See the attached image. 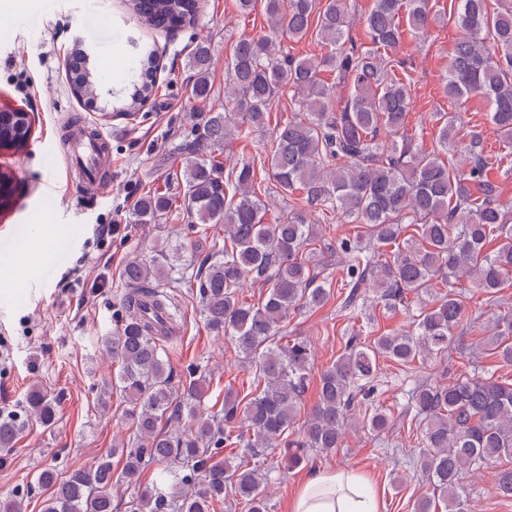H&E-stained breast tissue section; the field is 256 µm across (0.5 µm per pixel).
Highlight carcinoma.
I'll list each match as a JSON object with an SVG mask.
<instances>
[{
  "mask_svg": "<svg viewBox=\"0 0 512 512\" xmlns=\"http://www.w3.org/2000/svg\"><path fill=\"white\" fill-rule=\"evenodd\" d=\"M133 6L138 21L159 32L175 22L191 25L197 14V0H133ZM266 15L268 34L235 42L226 63L224 106L205 114L201 135L190 129L192 139L182 151L188 229L224 225V244L213 245L198 279L200 312L207 328L229 337L252 369L246 401L229 389L221 408L203 410L207 371L197 368L174 380L163 341L176 315L168 289L180 280L182 267L173 259L183 247L157 242L151 258L136 256L125 265L119 325L104 340L118 367L111 388L121 393L133 432L88 466L64 476L42 470L37 484L47 491L44 512H113L112 490L121 484L134 489L129 512H215L228 495L246 512H267L266 449L282 446L284 464L296 468L313 452L341 447L358 398L374 403L367 424L383 434L389 418L375 404L379 358L407 366L448 351L464 312L457 291L462 281L493 295L512 280V211L500 204L483 141L462 133L453 119L443 121L438 145L453 151L458 162L450 169L438 153L413 148L406 135L411 94L407 62L396 58L401 19L412 33L426 31L433 20L429 0H374L364 20L369 47L348 35L349 0H266ZM455 20L463 36L443 92L456 106L483 99L489 122L511 149L512 7L492 12L488 0H458ZM313 29L328 51L308 58L288 54L281 37L299 41ZM189 67L193 98L209 99L212 59L206 43L195 46ZM157 68L154 48L137 46L118 111L141 110L152 96ZM68 71L73 96L94 107L103 76L93 54L73 45ZM327 71L335 82L320 78ZM342 85L345 96L337 92ZM284 96L294 116L275 129L271 176L282 197L303 192L304 210L270 224L255 190L254 164L242 161L226 172L220 156L233 140L263 129ZM31 135L28 113L0 117L1 149L23 152ZM12 181L10 172L0 171V208L10 205ZM175 201L160 191L142 197L134 207L135 223H159ZM317 210L368 229L363 242L336 240V251L346 256L342 307L356 308L371 288L384 306L412 310V322L410 330L366 346L363 330L353 333L346 352L321 374L319 399L294 437L290 428L308 386L311 343L277 338L291 313L318 307L331 293L309 250L321 240L320 225L307 218ZM406 224L418 226L420 238L402 237ZM492 235L500 245L487 252ZM436 279L448 291L432 294ZM246 288L263 289L258 302L240 300ZM428 295L431 301L414 306ZM493 330L498 360L512 364L511 308L498 314ZM408 396L420 432L417 466L429 485L415 512H465L463 476L477 475L493 461L512 462V383L489 372L417 385ZM25 403L43 426H54L55 399L46 390L32 388ZM180 421L184 425L169 428ZM19 433L16 416H0V453L13 450ZM228 448L234 454L226 457ZM118 453L123 467L117 474L112 458ZM150 464L161 469L143 487L140 478ZM497 491L512 498V466L498 471Z\"/></svg>",
  "mask_w": 512,
  "mask_h": 512,
  "instance_id": "1",
  "label": "carcinoma"
}]
</instances>
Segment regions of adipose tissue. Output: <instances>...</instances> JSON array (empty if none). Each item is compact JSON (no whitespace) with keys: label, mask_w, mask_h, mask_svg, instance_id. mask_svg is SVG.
I'll return each instance as SVG.
<instances>
[{"label":"adipose tissue","mask_w":512,"mask_h":512,"mask_svg":"<svg viewBox=\"0 0 512 512\" xmlns=\"http://www.w3.org/2000/svg\"><path fill=\"white\" fill-rule=\"evenodd\" d=\"M293 512H378V502L355 473L315 471L298 493Z\"/></svg>","instance_id":"1"}]
</instances>
